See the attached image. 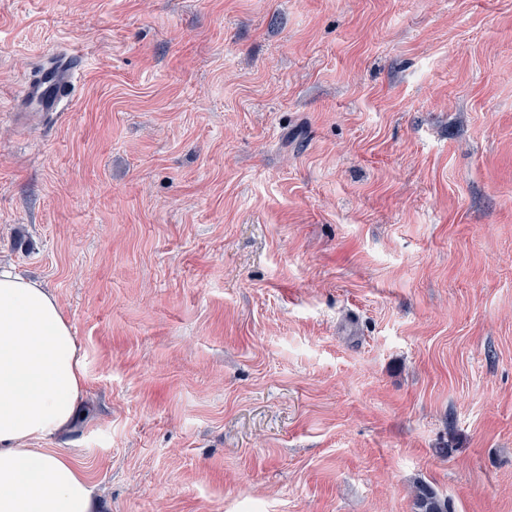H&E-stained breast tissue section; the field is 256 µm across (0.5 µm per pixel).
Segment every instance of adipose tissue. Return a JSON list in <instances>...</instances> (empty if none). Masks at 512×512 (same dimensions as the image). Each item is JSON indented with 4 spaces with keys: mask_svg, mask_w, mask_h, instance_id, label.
<instances>
[{
    "mask_svg": "<svg viewBox=\"0 0 512 512\" xmlns=\"http://www.w3.org/2000/svg\"><path fill=\"white\" fill-rule=\"evenodd\" d=\"M84 383L83 357L56 296L0 268V512H96L84 472L42 445L68 429Z\"/></svg>",
    "mask_w": 512,
    "mask_h": 512,
    "instance_id": "adipose-tissue-1",
    "label": "adipose tissue"
}]
</instances>
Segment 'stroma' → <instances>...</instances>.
I'll list each match as a JSON object with an SVG mask.
<instances>
[{
  "label": "stroma",
  "mask_w": 512,
  "mask_h": 512,
  "mask_svg": "<svg viewBox=\"0 0 512 512\" xmlns=\"http://www.w3.org/2000/svg\"><path fill=\"white\" fill-rule=\"evenodd\" d=\"M0 264L100 512H512V0H0ZM54 71L57 88L53 98L45 95L46 85L42 79L30 82L23 91V99L30 105L35 104L41 112H54L58 103L67 99L74 88L75 77L80 69L76 68L69 59L63 61ZM415 512H448V501L429 485L418 483L413 490Z\"/></svg>",
  "instance_id": "stroma-1"
}]
</instances>
